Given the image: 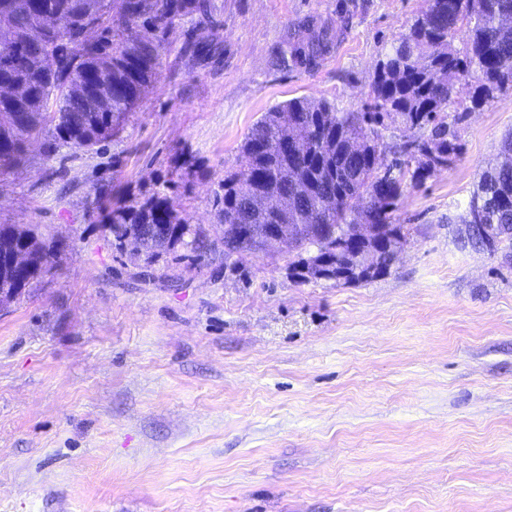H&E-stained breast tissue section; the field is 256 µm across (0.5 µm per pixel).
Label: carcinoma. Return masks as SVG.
Wrapping results in <instances>:
<instances>
[{"mask_svg": "<svg viewBox=\"0 0 512 512\" xmlns=\"http://www.w3.org/2000/svg\"><path fill=\"white\" fill-rule=\"evenodd\" d=\"M207 9L204 0H0V85H20L23 100L0 98V168L24 160L34 135L92 151L123 130L153 86L170 50L169 33ZM468 26L464 54L450 38ZM430 47L425 63L415 54ZM476 76L479 105L512 88V0H423L376 72L373 112H339L324 97H295L266 112L246 135V165L224 175L214 230L224 260L262 252L272 224L288 229L293 274L346 283L369 282L392 267L390 246L406 245L405 225L393 213L410 187L448 167L456 153L455 84ZM404 127L414 136L384 164L381 131ZM501 164L485 171L459 216L461 247L482 238L461 237L470 224L495 226L489 256L512 261V133L502 142ZM120 245L152 263L178 247L199 250V232L176 200L156 189L137 201L121 200L101 213ZM146 224L168 225V237L143 240ZM351 224H372V237L348 244ZM35 263H53L58 247L23 224H0V290L21 296L41 271L11 262L18 250Z\"/></svg>", "mask_w": 512, "mask_h": 512, "instance_id": "obj_1", "label": "carcinoma"}]
</instances>
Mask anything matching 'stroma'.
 I'll return each mask as SVG.
<instances>
[{"mask_svg": "<svg viewBox=\"0 0 512 512\" xmlns=\"http://www.w3.org/2000/svg\"><path fill=\"white\" fill-rule=\"evenodd\" d=\"M210 4L118 138L0 169V224L64 244L0 309V512H512V264L456 238L512 89L473 109L457 84V153L399 205L387 275L303 282L284 244L232 264L216 197L253 124L300 96L371 110L422 0ZM159 180L202 258L145 267L101 224L100 189Z\"/></svg>", "mask_w": 512, "mask_h": 512, "instance_id": "1", "label": "stroma"}]
</instances>
